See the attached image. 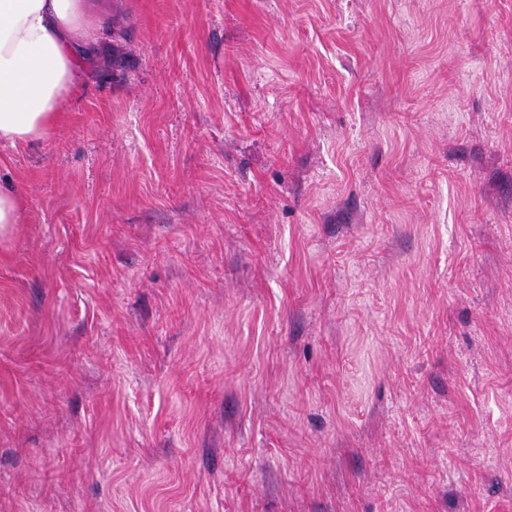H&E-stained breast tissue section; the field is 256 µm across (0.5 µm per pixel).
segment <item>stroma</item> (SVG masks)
Here are the masks:
<instances>
[{"mask_svg": "<svg viewBox=\"0 0 512 512\" xmlns=\"http://www.w3.org/2000/svg\"><path fill=\"white\" fill-rule=\"evenodd\" d=\"M0 143V512H512V0H122ZM21 205L16 193L0 186V234L19 221Z\"/></svg>", "mask_w": 512, "mask_h": 512, "instance_id": "35a3bbf8", "label": "stroma"}]
</instances>
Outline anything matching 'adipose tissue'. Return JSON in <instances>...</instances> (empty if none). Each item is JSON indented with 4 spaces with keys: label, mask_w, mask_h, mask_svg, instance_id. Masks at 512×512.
<instances>
[{
    "label": "adipose tissue",
    "mask_w": 512,
    "mask_h": 512,
    "mask_svg": "<svg viewBox=\"0 0 512 512\" xmlns=\"http://www.w3.org/2000/svg\"><path fill=\"white\" fill-rule=\"evenodd\" d=\"M111 24L112 0H0V142L46 137Z\"/></svg>",
    "instance_id": "1"
}]
</instances>
